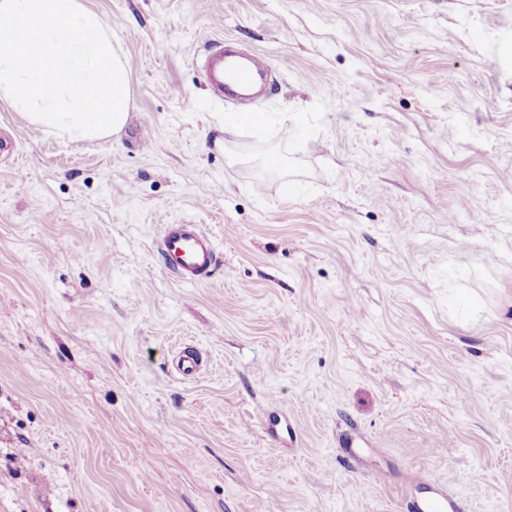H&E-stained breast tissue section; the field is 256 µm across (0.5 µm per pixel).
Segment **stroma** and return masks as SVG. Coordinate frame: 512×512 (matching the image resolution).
Segmentation results:
<instances>
[{
    "label": "stroma",
    "mask_w": 512,
    "mask_h": 512,
    "mask_svg": "<svg viewBox=\"0 0 512 512\" xmlns=\"http://www.w3.org/2000/svg\"><path fill=\"white\" fill-rule=\"evenodd\" d=\"M85 4L124 129L0 101V512H512V0ZM215 39L271 89L218 96ZM158 251L169 268L186 280L209 279L219 263L214 243L198 224L164 225ZM454 509L447 491L436 480L428 485L424 495L415 497L411 505L412 512H449Z\"/></svg>",
    "instance_id": "1"
}]
</instances>
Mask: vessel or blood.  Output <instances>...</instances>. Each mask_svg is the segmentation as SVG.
<instances>
[{
    "label": "vessel or blood",
    "mask_w": 512,
    "mask_h": 512,
    "mask_svg": "<svg viewBox=\"0 0 512 512\" xmlns=\"http://www.w3.org/2000/svg\"><path fill=\"white\" fill-rule=\"evenodd\" d=\"M210 75L215 82L224 83L228 92L244 91L263 77L258 65H246L234 57L215 54ZM158 250L169 268L180 278L204 281L211 277L219 263L216 248L210 237L195 224L164 225ZM453 504L441 482L428 485L424 495L412 501V512H451Z\"/></svg>",
    "instance_id": "vessel-or-blood-1"
}]
</instances>
